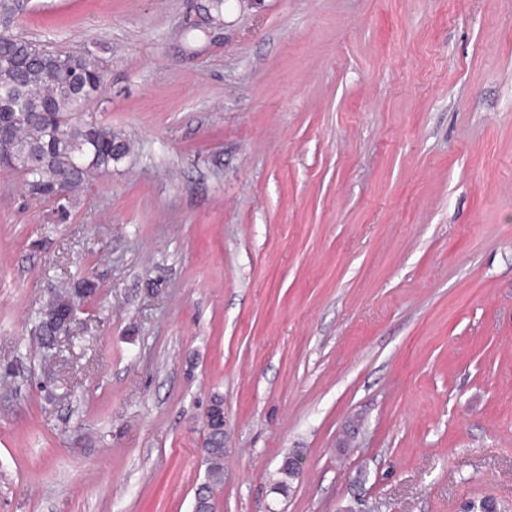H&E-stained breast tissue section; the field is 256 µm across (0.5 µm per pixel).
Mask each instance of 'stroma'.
Listing matches in <instances>:
<instances>
[{
  "mask_svg": "<svg viewBox=\"0 0 512 512\" xmlns=\"http://www.w3.org/2000/svg\"><path fill=\"white\" fill-rule=\"evenodd\" d=\"M209 5L10 28L95 50L133 147L64 223L0 169V512H193L217 395L213 512L512 501V0ZM85 278L48 375L32 321ZM288 454L290 456H294V455H298V453L296 452H289V453H286L284 455L283 458H288ZM283 458H282V463L281 465L278 466L277 470H276V474H277V478L274 480L273 482V489L280 493L281 495L285 496L288 494L290 488H291V484L293 482V480H295L296 478H298L300 476V472L298 470H296V467L294 465H288V463L290 462H294V464H298L301 466V468H303L301 462H302V459L301 458H298V459H291V458H288V463H283Z\"/></svg>",
  "mask_w": 512,
  "mask_h": 512,
  "instance_id": "35a3bbf8",
  "label": "stroma"
}]
</instances>
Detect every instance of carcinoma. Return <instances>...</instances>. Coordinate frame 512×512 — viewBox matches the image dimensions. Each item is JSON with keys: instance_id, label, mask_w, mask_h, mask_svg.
<instances>
[{"instance_id": "cac0c4a2", "label": "carcinoma", "mask_w": 512, "mask_h": 512, "mask_svg": "<svg viewBox=\"0 0 512 512\" xmlns=\"http://www.w3.org/2000/svg\"><path fill=\"white\" fill-rule=\"evenodd\" d=\"M24 10L21 0H0V168L20 173L29 197L56 204L57 220L65 222L74 192L91 173L111 170L129 147L112 127L84 117V106L103 88L97 54L90 48L76 54L51 51L10 34V24ZM96 291V282L85 279L54 293L33 324L42 347L57 333L45 315L68 310ZM206 451L210 466L194 512H213V491L224 484V433L208 435ZM276 474L273 489L283 496L300 476L286 463Z\"/></svg>"}]
</instances>
